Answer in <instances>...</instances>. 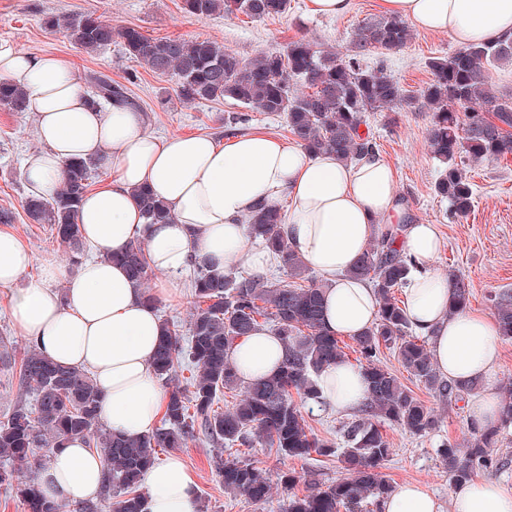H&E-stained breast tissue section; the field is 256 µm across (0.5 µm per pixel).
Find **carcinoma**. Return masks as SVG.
<instances>
[{
	"instance_id": "1",
	"label": "carcinoma",
	"mask_w": 512,
	"mask_h": 512,
	"mask_svg": "<svg viewBox=\"0 0 512 512\" xmlns=\"http://www.w3.org/2000/svg\"><path fill=\"white\" fill-rule=\"evenodd\" d=\"M290 0H182L181 9L198 19L222 13H242L251 19L279 17ZM44 24L61 29L71 44L87 53L98 52L116 38L126 54L158 76L179 77L178 95L188 103L231 101L247 109L231 124L245 125L249 113H283L288 131L311 153L331 152L346 162L375 153L376 143L360 132L374 112L418 108L430 113L427 145L438 161L436 195L448 201V218L466 216L474 203L472 183L459 160L473 163L512 156V103H501L493 89L490 68L512 61V38L471 44L427 61L430 79L411 95L384 68L363 65L365 52L383 54L402 50L413 33L396 17L366 18L357 26L349 52L318 51L301 37L285 51L262 52L248 61L211 40L148 39L132 27L115 29L93 14L72 19L46 17ZM92 100L110 106L129 101L126 87L101 76L89 78ZM0 105L14 112L27 111L26 94L15 84L0 82ZM94 163L73 160L65 169L54 196L28 200L25 211L35 224H49L66 247L69 262L77 264L84 247L77 213L89 187ZM145 223L165 224L170 208L145 188L136 191ZM250 237L259 242L293 281L266 275L219 270L207 258L192 263L190 288L194 305L187 334L161 321V336L153 358L156 376L169 385L161 427L137 437H122L98 418L100 394L91 373L67 367L45 357L34 342L19 359L3 358L15 372L20 399L8 419L0 422V485H14L26 512H102L113 502V512H146L139 493L143 477L156 462V449L181 448L202 434L220 445L254 448L266 445L294 458L311 453L335 457L345 475L307 494H288L285 512H380L393 488L381 468L393 448L380 424L396 425L414 436H424L438 425L433 411L380 362L382 349H392L402 367L442 402L458 401L473 391L469 385L448 382L434 366L427 343L410 334L406 306L395 297L416 269L413 259L395 247L399 224L378 229L366 252L350 270L376 291L380 308L376 322L353 338L356 361L367 382V396L357 418L343 423L340 433L346 448L312 436L297 400L317 401V378L327 364L346 359L338 336L323 326V288L302 276L304 260L288 244L279 209L260 205L246 215ZM128 270L136 287L152 301L154 270L145 260L144 244L136 240L115 257ZM451 297L448 312L463 311L470 302L464 279L448 275ZM504 339H512V294L491 297ZM282 336L285 360L272 377L243 383L229 362L234 341L263 326ZM191 376L186 387L175 383L177 368ZM237 393L235 403L214 409L223 391ZM32 401H27V398ZM512 427V401L504 402L499 425L472 426L461 443L447 442L438 455L455 482L478 473H497L508 465L498 453L503 432ZM69 438H82L103 456L105 480L98 498L62 505L45 497L36 476L44 466L43 454ZM224 490L264 503L272 497L266 473L244 460H226L219 466Z\"/></svg>"
}]
</instances>
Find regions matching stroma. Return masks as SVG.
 I'll use <instances>...</instances> for the list:
<instances>
[{"label":"stroma","instance_id":"35a3bbf8","mask_svg":"<svg viewBox=\"0 0 512 512\" xmlns=\"http://www.w3.org/2000/svg\"><path fill=\"white\" fill-rule=\"evenodd\" d=\"M378 13V0H352L350 12L340 18L309 15L305 0H291L288 14L262 21L242 14L199 20L182 11L181 0H0V41L25 52L72 57L81 80L95 73L126 85L149 131L157 136L208 134L222 140L228 118L239 111L237 105L229 101L183 103L177 95L176 76H158L146 70L126 55L121 41L89 54L77 49L64 34L46 29L45 18L102 15L114 27H133L150 39L214 40L248 60L261 52L285 50L290 41L300 37L324 50L346 52L359 22ZM456 49L449 34L418 31L403 50L388 55L374 50L364 61L371 67L383 66L413 94L429 80L426 60L451 55ZM428 128L427 113L405 109L371 114L367 131L377 144L378 155L395 172V205L403 212L405 223L438 228L443 248L431 260V270L441 276L451 272L460 275L471 292L469 310L488 314L492 311L491 295L504 289L512 291V157L466 164L475 189L474 208L464 218L449 220L447 202L434 193L439 164L427 148ZM39 146L34 113L0 106V208L14 212L15 221L9 229L38 263L45 257L65 254L50 225L31 223L24 209L27 189L23 163ZM381 363L440 416L438 428L421 437L384 425L383 433L394 453L382 473L394 484L418 483L440 502H447L451 482L437 450L442 441H459L467 435L469 402L439 401L405 371L391 350H384ZM180 453L197 481L202 512H282L286 498L278 492L263 504L225 493L218 465L233 454L265 471L276 489L286 473H298L302 480L295 491L300 495L306 494L309 483L327 485L341 475L340 464L334 458L315 454L290 458L264 446L241 447L233 452L202 437L188 441Z\"/></svg>","mask_w":512,"mask_h":512}]
</instances>
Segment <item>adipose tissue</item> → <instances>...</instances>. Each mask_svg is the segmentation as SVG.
I'll use <instances>...</instances> for the list:
<instances>
[{
    "label": "adipose tissue",
    "mask_w": 512,
    "mask_h": 512,
    "mask_svg": "<svg viewBox=\"0 0 512 512\" xmlns=\"http://www.w3.org/2000/svg\"><path fill=\"white\" fill-rule=\"evenodd\" d=\"M385 14L425 32H445L461 47L512 36V0H381ZM0 80L21 86L35 112L40 147L24 163L28 193H55L67 164L96 163L109 184L86 193L77 222L94 258L70 269L60 258L42 260L31 279L28 248L0 230V288H13L11 311L18 331L34 340L53 362L89 370L100 393L99 418L112 433L139 436L155 428L166 394L152 365L160 336L157 308L141 298L125 268L115 262L130 241L145 244L147 263L162 273L153 293L179 302V274L204 255L223 269L247 264L262 269L265 252L251 245L242 219L257 204L287 206L284 226L294 251L323 275L324 325L353 336L372 325L379 303L370 284L349 271L372 241L378 225L403 224L395 208L396 183L379 155L346 163L335 155H313L297 144L264 133L223 142L211 136L160 138L149 132L142 112L127 103L94 105L73 62L32 54L0 42ZM148 187L171 209L168 224L145 223L134 197ZM396 241L419 269L405 287L411 325L430 338L441 376L481 391L470 406L473 424L498 425L501 403L493 382L500 358V329L490 315L464 310L449 315L447 279L427 271L441 242L436 225L403 224ZM65 292H57V282ZM285 348L265 328L234 342L228 359L244 383L278 372ZM322 407L351 414L366 395L362 373L344 362L318 376ZM103 459L84 440L54 449L38 474L49 499L75 504L99 495ZM148 512H198L197 484L181 455L172 454L145 476ZM382 512H512V487L475 477L452 485L447 507L414 483L395 485Z\"/></svg>",
    "instance_id": "adipose-tissue-1"
}]
</instances>
